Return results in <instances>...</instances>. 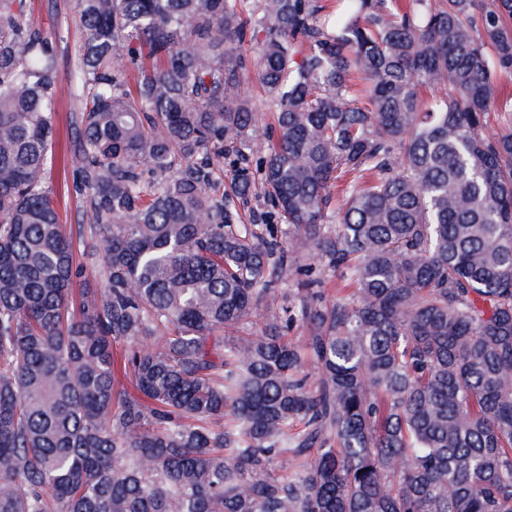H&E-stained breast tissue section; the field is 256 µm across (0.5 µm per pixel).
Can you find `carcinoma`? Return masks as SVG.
Masks as SVG:
<instances>
[{
  "label": "carcinoma",
  "mask_w": 512,
  "mask_h": 512,
  "mask_svg": "<svg viewBox=\"0 0 512 512\" xmlns=\"http://www.w3.org/2000/svg\"><path fill=\"white\" fill-rule=\"evenodd\" d=\"M77 11L75 240L57 41L0 0V512H512V0ZM305 253L354 288L295 344ZM249 91L255 96L254 103L257 110L256 134L257 136H262L266 124L271 121L275 106L269 98L261 96L256 92L254 83L249 85ZM276 288L288 290L290 295V302L288 303L290 306V313H288V341L296 343L300 339V336H305L306 321L301 314L300 303L296 294V288H300V286L298 285L295 273L288 271V273L283 274L279 278Z\"/></svg>",
  "instance_id": "cac0c4a2"
}]
</instances>
